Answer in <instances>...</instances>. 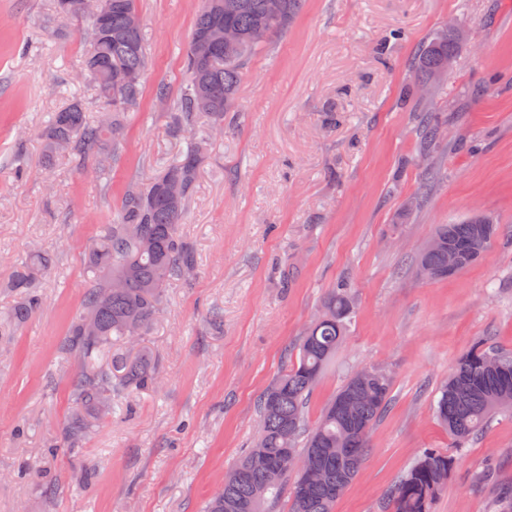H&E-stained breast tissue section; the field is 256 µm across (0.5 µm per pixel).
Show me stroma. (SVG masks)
<instances>
[{
	"instance_id": "35a3bbf8",
	"label": "stroma",
	"mask_w": 512,
	"mask_h": 512,
	"mask_svg": "<svg viewBox=\"0 0 512 512\" xmlns=\"http://www.w3.org/2000/svg\"><path fill=\"white\" fill-rule=\"evenodd\" d=\"M199 5L139 0L151 65L120 157L102 172L41 163V130L69 92L101 110L81 77L85 21L57 18L51 0H0V281L34 249L56 267L41 310L0 338V512H201L256 438L261 394L343 284L354 322L309 416L356 368L386 372L392 391L336 512H380L426 448L456 458L433 512H495L512 494V417L460 448L433 403L474 341L512 351V0H304L287 36L251 59L239 118L202 164L182 226L200 272L167 287L145 338L161 385L119 398L82 450L55 447L75 371L58 347L83 295L82 256L124 187L147 184L182 149L154 89L174 98L185 84ZM442 28L466 38L447 81L426 93L411 61ZM429 111L446 121L442 175L408 214ZM476 213L499 225L482 259L416 280L409 264L436 225Z\"/></svg>"
}]
</instances>
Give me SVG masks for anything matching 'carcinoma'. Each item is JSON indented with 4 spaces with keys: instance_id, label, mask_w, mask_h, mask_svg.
I'll return each instance as SVG.
<instances>
[{
    "instance_id": "carcinoma-1",
    "label": "carcinoma",
    "mask_w": 512,
    "mask_h": 512,
    "mask_svg": "<svg viewBox=\"0 0 512 512\" xmlns=\"http://www.w3.org/2000/svg\"><path fill=\"white\" fill-rule=\"evenodd\" d=\"M303 0H202L183 56L188 82L168 112V132L186 148L146 186H126L112 222L99 226L84 254L85 288L80 307L61 340L60 353L77 363L69 385L70 415L57 443L77 448L112 413L116 398L160 383L159 365L142 344L164 310L165 289L190 284L198 260L180 232L196 193L209 139L224 133V120L238 111L237 99L251 58L287 34ZM61 18H85L80 0H54ZM137 0H108L100 20H88L83 71H95L93 87L104 112L93 119L80 98L53 113L41 134V157L51 167L60 157L83 168L108 162L125 138L129 114L142 95L141 76L150 66ZM232 28L238 42L228 47L210 38ZM461 44L453 30L438 31L415 58L417 84L432 89L452 68ZM134 72L135 82L126 77ZM444 123L422 126L426 140L424 178L406 210L420 204L438 171L434 148ZM498 236L484 214L437 226L411 272L420 280L448 277V252L458 270L478 261ZM52 256L33 250L14 266L4 285L13 303L0 314V336H10L42 305L40 284L50 275ZM355 302L346 287H334L298 341V355L261 394V429L253 446L225 474L223 487L203 512H272L280 499L288 512H335L370 453V432L391 399L389 376L362 368L344 383L309 424L308 407L325 369L352 326ZM437 419L461 447L488 426L493 415L512 414V353L476 341L457 361L434 406ZM455 459L426 448L389 490L387 512H432L447 486Z\"/></svg>"
}]
</instances>
